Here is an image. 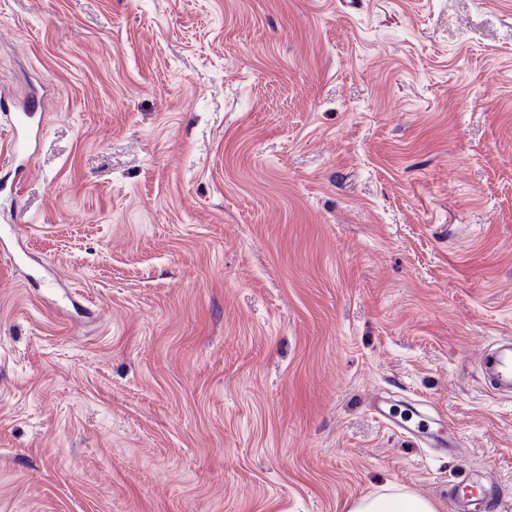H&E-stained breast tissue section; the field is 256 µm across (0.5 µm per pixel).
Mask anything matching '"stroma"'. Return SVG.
I'll return each mask as SVG.
<instances>
[{
	"instance_id": "obj_1",
	"label": "stroma",
	"mask_w": 512,
	"mask_h": 512,
	"mask_svg": "<svg viewBox=\"0 0 512 512\" xmlns=\"http://www.w3.org/2000/svg\"><path fill=\"white\" fill-rule=\"evenodd\" d=\"M34 94L0 219L68 301L0 253V512H512V0H0ZM39 103L32 99L24 108L14 112L12 132L6 143L1 146V153L6 151L12 157L22 156V164L17 165L14 170L6 176L0 177V192L8 190L11 197L17 193L18 186L30 169L31 160L35 153L39 137V127L35 126L34 116L38 112ZM13 177L10 181V178ZM478 365L496 395L512 396V342H497L483 348ZM378 413L384 419L393 423L401 430L413 433L429 443L433 448H442L443 450L452 448L448 452L456 453V448L461 444L458 437L447 435L440 431H434L433 423L427 417L411 409L395 411L389 408L388 411L378 406ZM499 484L490 476L480 482L463 477L454 482L450 495L452 512H479L496 497ZM348 512H436L428 500L402 490H390L353 502Z\"/></svg>"
}]
</instances>
